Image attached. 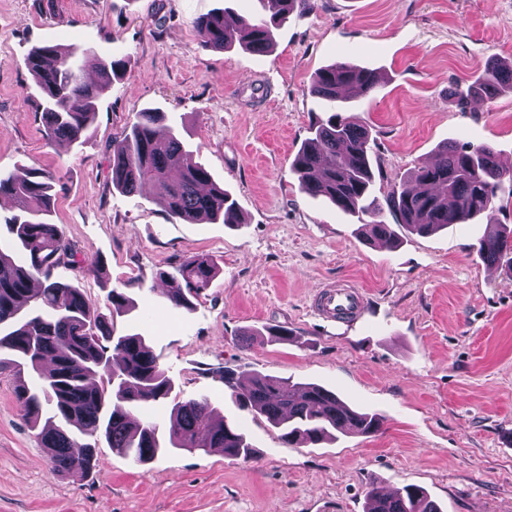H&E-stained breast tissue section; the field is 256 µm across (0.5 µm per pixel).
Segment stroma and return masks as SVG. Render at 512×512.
<instances>
[{
    "mask_svg": "<svg viewBox=\"0 0 512 512\" xmlns=\"http://www.w3.org/2000/svg\"><path fill=\"white\" fill-rule=\"evenodd\" d=\"M223 6L261 10L258 0H0V171L54 175V222L80 258L104 265L95 277L62 264L56 280L102 312L111 289L124 291L131 308L115 316L116 334L145 336L180 399L207 398L256 456L180 449L139 465L103 443L91 471L52 474L15 399L18 381L37 376L5 367L0 512H365L373 484L421 486L441 512H512V279L476 253L485 225L369 245L357 218L302 193L290 170L324 112L312 78L336 61L383 78L349 110L369 124L388 178L456 139L489 144L512 166V93L464 108L455 95L490 58L512 59V0H317L266 55L200 46L194 20ZM46 44L125 62L83 142L43 132L24 59ZM148 108L166 113L244 224L174 221L153 190L113 188L112 140ZM196 255L220 272L192 310L170 307L157 273ZM346 283L366 296L362 319L316 320L314 291ZM280 328L290 341L270 340ZM246 329L258 336L244 346ZM225 366L321 384L383 427L289 447L231 399Z\"/></svg>",
    "mask_w": 512,
    "mask_h": 512,
    "instance_id": "35a3bbf8",
    "label": "stroma"
}]
</instances>
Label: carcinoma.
Returning <instances> with one entry per match:
<instances>
[{
	"label": "carcinoma",
	"instance_id": "1",
	"mask_svg": "<svg viewBox=\"0 0 512 512\" xmlns=\"http://www.w3.org/2000/svg\"><path fill=\"white\" fill-rule=\"evenodd\" d=\"M262 13L228 22L226 9L194 21L201 46L226 51L238 44L256 53L274 46L273 29L290 17L301 18L314 0H258ZM52 45L38 46L24 65L42 93L40 117L45 135L75 143L87 138L97 118L98 102L119 76L123 63L106 62L87 47L80 58ZM98 81L84 78L87 69ZM381 83L371 69L337 61L315 73L311 93L330 112L317 120L291 163L299 187L363 221L364 241L383 240L395 247L400 238L383 219L419 236L451 224L483 220L489 231L478 242L484 262L499 266L512 278V228L497 219L498 201L512 197V169L496 160L488 144L447 141L433 161L414 167L409 176L390 184L381 206L374 195L370 129L345 103L374 94ZM504 88L512 91V61L490 63L465 89L458 101L490 100ZM166 115L156 109L136 113L124 135L112 142V185L134 194L148 185L164 198L170 218L187 222L223 220L243 223L236 201L213 182L209 171L194 160L181 135L158 129ZM52 176L32 171L25 178L0 172V197L13 202L15 212L5 221L10 236L0 247V367L12 364L32 369L40 379L31 388L20 383L16 400L24 415L38 426L42 402L55 405L38 433L52 472L90 470L97 463L100 441L145 465L173 448H222L232 458L251 459L256 451L247 435L228 420L213 416L206 398L180 400L173 380L139 334L114 336L112 324L95 310L81 288L53 279L63 262L85 265L97 272L101 263L78 258L75 246L53 223ZM179 283L164 294L176 308L192 309L191 299L211 287L218 269L207 257L192 256L177 269ZM224 384L231 398L281 429L288 446L316 445L334 433L371 437L383 419L354 408L333 391L311 382L251 374L226 367ZM173 402L167 433L149 418L158 403ZM366 512H440L426 490L408 485L386 496L372 485Z\"/></svg>",
	"mask_w": 512,
	"mask_h": 512
}]
</instances>
